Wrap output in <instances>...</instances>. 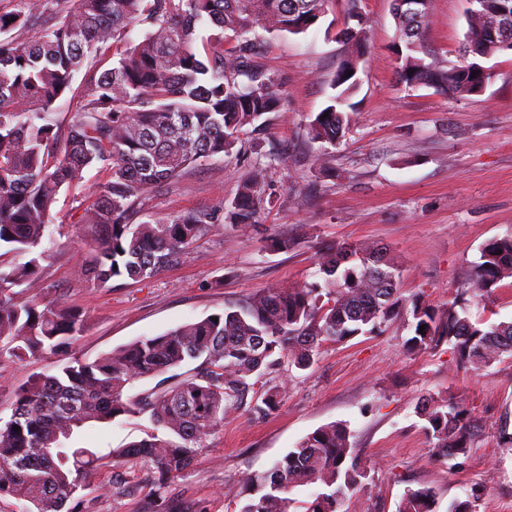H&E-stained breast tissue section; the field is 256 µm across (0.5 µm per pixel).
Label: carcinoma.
I'll list each match as a JSON object with an SVG mask.
<instances>
[{"label": "carcinoma", "instance_id": "cac0c4a2", "mask_svg": "<svg viewBox=\"0 0 512 512\" xmlns=\"http://www.w3.org/2000/svg\"><path fill=\"white\" fill-rule=\"evenodd\" d=\"M330 0H23L0 13V245L34 254L0 266V344L22 361L58 351L78 335L84 316L54 301L23 300L18 288L40 282L42 242L53 224L57 197L82 186L84 172L106 175L83 199L80 223L92 243L77 275L96 288L117 278L144 281L178 264L216 224H253L261 177L245 179L234 199L213 210L177 215L165 223L135 222L142 199L192 166L232 153L247 130L281 111L277 77L253 60L248 34L307 32ZM429 0L420 19L395 12L401 52L399 78L408 86L435 85L453 94L483 90L476 61L443 69L424 50ZM512 0H474L468 7L467 50L487 58L504 49L492 35L496 6ZM204 24L210 32L197 34ZM145 27L135 41L128 32ZM350 52L337 71L342 91L308 124L314 142L333 145L353 117L340 106L354 94L349 71L365 53L364 31H341ZM236 45L224 49V41ZM84 72L81 105L67 119L61 103ZM502 254H497V251ZM320 281L271 286L224 312L144 337L92 361L73 360L30 379L15 394L10 418L0 419V498L21 512H72L68 502L85 475L122 459L154 465L162 484L188 469L208 436L234 413L273 411L281 389L265 382L281 360L310 368L326 344L384 331L402 311L399 270L384 248L335 244L319 250ZM512 277V233L485 243L479 262L450 303L412 300L404 342L408 353L448 345L457 366L479 371L512 357V320L488 324L470 317L466 298H491ZM425 330H419L420 326ZM193 362L170 385L134 395L133 384ZM147 414L143 439L124 448H67L63 440L88 423ZM437 456L464 466L472 448L471 413L449 398L424 397L416 406ZM20 430H14V427ZM352 431L338 421L304 437L264 473H249L225 495L245 499L240 512H293L297 488L310 490L304 512H347L345 504L371 468L353 457ZM433 490L405 492L398 512H435Z\"/></svg>", "mask_w": 512, "mask_h": 512}]
</instances>
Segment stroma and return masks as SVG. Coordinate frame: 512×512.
Returning <instances> with one entry per match:
<instances>
[{"mask_svg": "<svg viewBox=\"0 0 512 512\" xmlns=\"http://www.w3.org/2000/svg\"><path fill=\"white\" fill-rule=\"evenodd\" d=\"M347 0H331L304 34L260 32L259 62L280 80L283 106L262 134L241 150L188 170L148 194L144 213L164 222L228 204L259 156L270 157L261 181L263 206L248 231L212 227L176 266L136 282L116 279L101 290L80 280L76 266L88 231L77 222L82 198L103 177L90 170L79 190L61 191L51 238L45 239L40 296L82 312L80 336L58 354L17 361L0 356V418H9L16 390L74 358L94 360L144 336H156L223 312L273 285L314 279L317 249L336 242L378 244L399 265L404 300H453L486 241L512 232V50L483 64L492 79L463 97L398 79L393 0H362L367 53L352 97L349 133L330 146L311 141L307 124L329 105L333 79L348 53L338 32ZM467 0H429L424 46L445 66L461 59ZM290 246L276 250L272 241ZM411 331L397 320L376 336L325 345L305 371L278 367L268 385H284L274 411L230 417L210 435L192 467L166 485L144 461L123 460L92 472L74 499L77 512H239L227 487L248 472L263 473L306 435L329 422H348L370 480L349 512H396L407 490L426 486L436 512L477 494L476 512H512V357L478 371L457 368L448 348L407 354ZM453 396L477 422L464 468L438 460L415 413L424 395ZM147 417L126 415L89 424L75 438L93 448H122L145 437Z\"/></svg>", "mask_w": 512, "mask_h": 512, "instance_id": "35a3bbf8", "label": "stroma"}]
</instances>
